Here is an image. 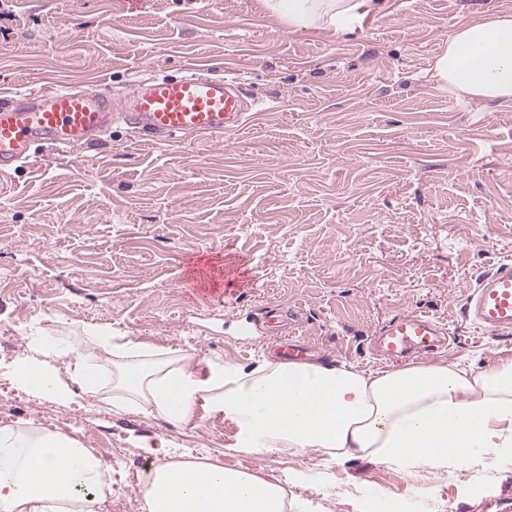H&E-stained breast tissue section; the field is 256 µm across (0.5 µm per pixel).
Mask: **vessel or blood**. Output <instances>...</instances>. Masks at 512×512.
Instances as JSON below:
<instances>
[{
    "label": "vessel or blood",
    "mask_w": 512,
    "mask_h": 512,
    "mask_svg": "<svg viewBox=\"0 0 512 512\" xmlns=\"http://www.w3.org/2000/svg\"><path fill=\"white\" fill-rule=\"evenodd\" d=\"M236 76L215 79L196 68L178 77L146 76L113 98L109 87L43 88L0 95V183L28 161L42 143L59 154L107 135L125 124L156 137L214 136L242 125L248 110ZM209 281H244L245 267L212 264ZM465 316L485 332L512 331V263L481 276L467 297ZM432 318L406 313L382 327L376 342L384 356L398 358L434 347Z\"/></svg>",
    "instance_id": "obj_1"
}]
</instances>
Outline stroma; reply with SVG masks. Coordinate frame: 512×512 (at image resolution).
Listing matches in <instances>:
<instances>
[{"label": "stroma", "instance_id": "35a3bbf8", "mask_svg": "<svg viewBox=\"0 0 512 512\" xmlns=\"http://www.w3.org/2000/svg\"><path fill=\"white\" fill-rule=\"evenodd\" d=\"M512 0H383L352 34L291 31L262 0H5L0 92L109 85L147 74L240 76L256 110L224 134L156 143L125 125L69 158L40 147L0 194V362L31 330L109 327L198 360L254 364L294 337L308 360L387 368L371 348L414 312L448 330L413 363L479 367L512 333L465 320L467 290L512 261V103L462 99L432 77L462 21ZM245 263L252 285L196 301L198 257ZM97 399L35 397L0 376V426L33 420L109 448L103 512L139 498L151 458L138 443L204 456L287 484L320 512H512V457L479 456L461 479L425 467L234 450L236 427L198 407L176 424ZM301 482L290 483L294 471Z\"/></svg>", "mask_w": 512, "mask_h": 512}]
</instances>
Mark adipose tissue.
<instances>
[{"instance_id": "ef3b65f1", "label": "adipose tissue", "mask_w": 512, "mask_h": 512, "mask_svg": "<svg viewBox=\"0 0 512 512\" xmlns=\"http://www.w3.org/2000/svg\"><path fill=\"white\" fill-rule=\"evenodd\" d=\"M289 29L349 30L364 0H263ZM433 77L465 99L512 102V12L459 24ZM112 357L104 379L99 353ZM37 397L95 398L112 384L113 409L190 421L199 403L234 422L236 447L265 456L313 454L323 464L365 458L406 472L468 461L481 448L512 456V355L473 369L456 363L365 371L349 364L265 357L255 365L194 364L101 328L29 336L8 365ZM109 473L76 438L22 421L0 427V512H101ZM145 512H285L279 482L205 458L170 454L141 487Z\"/></svg>"}]
</instances>
